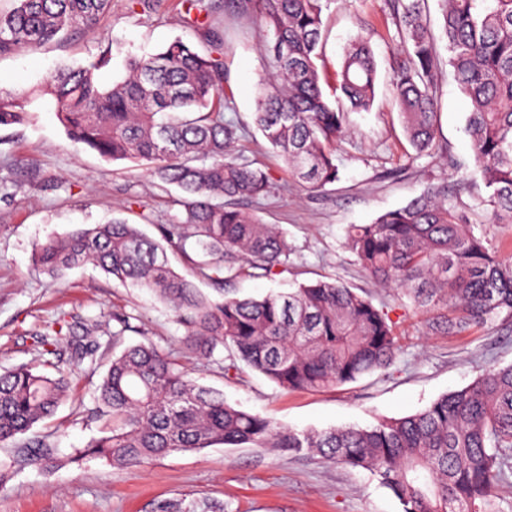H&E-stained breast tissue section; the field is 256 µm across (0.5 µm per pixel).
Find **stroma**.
Listing matches in <instances>:
<instances>
[{"label":"stroma","mask_w":512,"mask_h":512,"mask_svg":"<svg viewBox=\"0 0 512 512\" xmlns=\"http://www.w3.org/2000/svg\"><path fill=\"white\" fill-rule=\"evenodd\" d=\"M176 3L161 0L157 9L146 10L131 0H113L111 14L97 29L37 54L2 57L0 76L6 87L25 90L56 65L89 60L108 42L112 63L98 80L110 84L124 74L130 56L156 52L177 37L200 44L199 32L184 23ZM216 21L225 35L230 107L224 115L245 130L244 158L268 172L272 182L266 195L244 208L263 223L279 225L292 247L287 272L243 278L231 283V290L263 294L296 282H343L387 307L401 349L389 368L335 389L286 392L247 367L224 374L220 365L228 352L223 348L212 359L188 360L193 378L221 390L230 404L281 425L327 430L417 413L486 367L512 363V323L492 322L461 336L432 335L425 316L401 293L372 280L344 247L349 225L372 223L444 179L449 195L471 207L470 220L482 225L490 246L512 257V224L496 223L489 210L474 206L485 189L473 172L464 133L469 101L448 65L447 50L439 52L437 91L438 139L447 151L418 156L403 135L394 100L396 28L384 0H329L318 62L324 88L335 86L342 48L358 35L368 37L374 48L378 84L372 109L355 115L337 148L338 180L310 194L289 178L253 119L266 53L254 19L228 10ZM177 200L174 187L154 181L141 168L75 146L53 103H43L28 124L0 128V367L34 361L42 351L38 339L45 335L56 337L64 355L71 341L92 328L100 343L94 359L76 366L70 396L55 416L20 438L24 444L50 439L61 463L17 471L0 489V512H160L161 505L174 502L182 512H402L398 499L371 472L308 453L216 445L139 469L99 459L70 463L73 450L99 434L90 412L112 358V333L119 329L113 313L129 317L132 329L123 335L128 345L148 341L179 356L184 329L168 304L118 285L99 269L87 266L50 277L36 264L34 246L48 236L114 218L152 236L157 225L176 220Z\"/></svg>","instance_id":"1"}]
</instances>
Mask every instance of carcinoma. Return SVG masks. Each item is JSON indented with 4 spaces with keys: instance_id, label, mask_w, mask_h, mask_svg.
<instances>
[{
    "instance_id": "obj_1",
    "label": "carcinoma",
    "mask_w": 512,
    "mask_h": 512,
    "mask_svg": "<svg viewBox=\"0 0 512 512\" xmlns=\"http://www.w3.org/2000/svg\"><path fill=\"white\" fill-rule=\"evenodd\" d=\"M0 57L37 54L99 26L112 0H5ZM428 0H384L396 26L392 75L404 134L418 155L443 150L438 140V42L470 102L465 132L486 195L478 206L512 223V0H438L442 24L427 19ZM258 21L268 43L255 124L288 173L308 191L339 178L336 149L351 115L371 109L377 63L358 37L343 52L336 102L318 69L325 0H231ZM184 22L198 29L199 51L180 39L130 60L128 75L104 87L112 45L79 65H60L41 83L17 92L0 87V127L25 123L46 100L67 136L109 161H130L181 192V216L156 226L158 237L119 219L50 237L34 259L56 276L93 263L125 287L172 306L186 352L209 358L229 349L237 362L284 390H319L386 369L398 350L393 322L363 292L338 281L299 283L288 292L238 297L226 285L288 264L292 248L274 224L240 204L269 192L266 172L237 150L240 126L224 118V28L211 21L219 0H180ZM346 248L374 279L400 290L427 316L432 334L458 335L500 319L512 322V260L489 247L448 201V185L429 186L371 224L353 225ZM180 255L210 281L204 294L171 266ZM98 342L71 348L70 360L94 358ZM51 366L55 374L44 372ZM65 370L44 360L0 372V445L14 443L52 418L67 399ZM93 416L101 435L71 455L114 467H143L174 453L226 448L316 451L332 462L372 472L402 512H504L495 489L512 474V364L492 365L465 387L424 410L373 425L298 432L230 404L197 384L179 358L151 343L112 353L97 387ZM55 444L19 448L0 464V488L17 468H51Z\"/></svg>"
}]
</instances>
